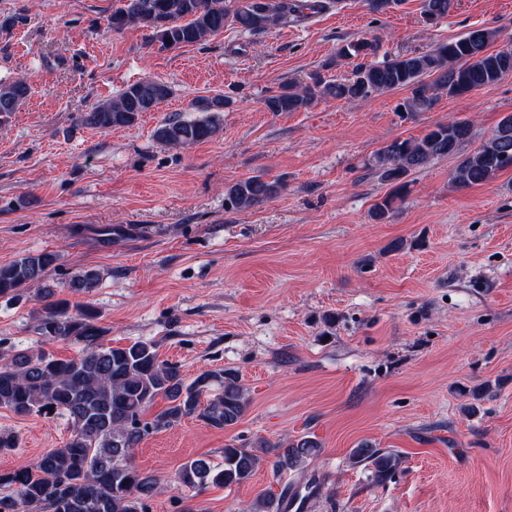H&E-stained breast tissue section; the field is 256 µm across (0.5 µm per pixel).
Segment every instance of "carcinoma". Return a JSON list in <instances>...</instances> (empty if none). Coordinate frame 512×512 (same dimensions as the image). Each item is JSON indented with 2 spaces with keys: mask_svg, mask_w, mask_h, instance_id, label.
<instances>
[{
  "mask_svg": "<svg viewBox=\"0 0 512 512\" xmlns=\"http://www.w3.org/2000/svg\"><path fill=\"white\" fill-rule=\"evenodd\" d=\"M453 3L422 0L424 20L431 23L448 16ZM336 4L337 0H120L108 28L120 31L139 25L151 30L160 47L176 48L222 32L228 20L243 32L256 33L288 26L307 10H325ZM496 36L493 29L476 27L429 51L398 55L381 63L364 62L377 54L378 43L349 41L339 47L336 58L361 59L352 77L339 81L315 74L303 86L284 83L263 104L269 112H299L321 98L355 102L407 89L410 95L397 105V111L427 112L443 94L461 96L512 75V50H490ZM30 92L24 77L0 80V124L20 109ZM169 95L170 88L162 82H135L96 106L84 121L102 131L129 127ZM227 105L223 97L204 99L198 104L202 116L166 120L154 136L173 148L211 139L220 131V112ZM471 138L469 122L450 120L435 124L420 138H396L377 151L373 165L392 190L375 204L372 217L384 219L394 200L405 194L409 174L435 160L456 159L452 181L464 188L484 185L512 168V115L502 119L473 151L462 153ZM278 191L277 182L259 175L241 179L225 188V207L249 209ZM57 261L56 252L42 250L0 265V298L18 302L37 288V297L45 301L39 333L49 340L73 339L83 344L82 352L71 359L43 351L0 354V407L20 416L35 412L46 418L65 417L71 426L63 446L30 466L0 471V512H20L22 507L27 512H148L147 501L159 489V481L137 467L135 448L149 434L185 418L218 429L234 427L247 410L249 394L230 370L185 376L181 365L160 359L152 341L108 345L94 309L74 310L66 299L50 300L53 292L40 287ZM98 283V272L85 269L72 276L66 287L86 294ZM159 399L166 406L146 419V412ZM320 451L319 442L309 435L277 444L260 440L250 447L231 441L224 444V465L215 467L202 458L187 461L178 469L177 482L197 492L210 486L230 489L248 482L266 462L275 471H294L304 468ZM349 462L368 463L373 480L380 482L393 474L400 457L392 450L363 443L351 450ZM294 496L285 486L278 494L258 496L244 512H280Z\"/></svg>",
  "mask_w": 512,
  "mask_h": 512,
  "instance_id": "carcinoma-1",
  "label": "carcinoma"
}]
</instances>
